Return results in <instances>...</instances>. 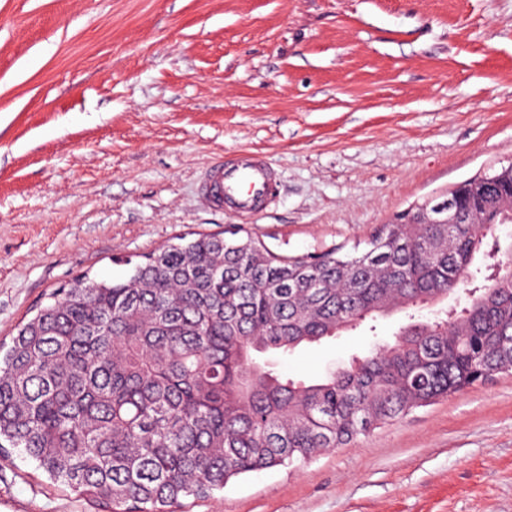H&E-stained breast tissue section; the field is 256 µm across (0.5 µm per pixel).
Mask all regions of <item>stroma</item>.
<instances>
[{"instance_id": "obj_1", "label": "stroma", "mask_w": 512, "mask_h": 512, "mask_svg": "<svg viewBox=\"0 0 512 512\" xmlns=\"http://www.w3.org/2000/svg\"><path fill=\"white\" fill-rule=\"evenodd\" d=\"M262 153L279 190L247 230L274 252L351 248L512 164V0H0V339L54 288L239 226L203 172ZM465 293L262 359L307 383ZM0 512H94L12 450ZM188 512H512V375Z\"/></svg>"}]
</instances>
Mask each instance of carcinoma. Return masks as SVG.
Listing matches in <instances>:
<instances>
[{
	"label": "carcinoma",
	"mask_w": 512,
	"mask_h": 512,
	"mask_svg": "<svg viewBox=\"0 0 512 512\" xmlns=\"http://www.w3.org/2000/svg\"><path fill=\"white\" fill-rule=\"evenodd\" d=\"M459 189L456 223L385 224L346 253L282 256L233 230L128 259L123 281L54 289L0 342V451L102 512H175L512 375V245L452 317L410 323L317 383L255 358L468 285L487 236L512 223V165Z\"/></svg>",
	"instance_id": "obj_1"
}]
</instances>
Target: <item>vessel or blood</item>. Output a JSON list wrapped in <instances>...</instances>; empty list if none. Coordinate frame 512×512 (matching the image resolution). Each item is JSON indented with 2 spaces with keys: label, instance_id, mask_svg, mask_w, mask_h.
Masks as SVG:
<instances>
[{
  "label": "vessel or blood",
  "instance_id": "vessel-or-blood-1",
  "mask_svg": "<svg viewBox=\"0 0 512 512\" xmlns=\"http://www.w3.org/2000/svg\"><path fill=\"white\" fill-rule=\"evenodd\" d=\"M277 174L261 155L241 151L203 173L200 195L207 205L246 220L258 215L273 199Z\"/></svg>",
  "mask_w": 512,
  "mask_h": 512
}]
</instances>
